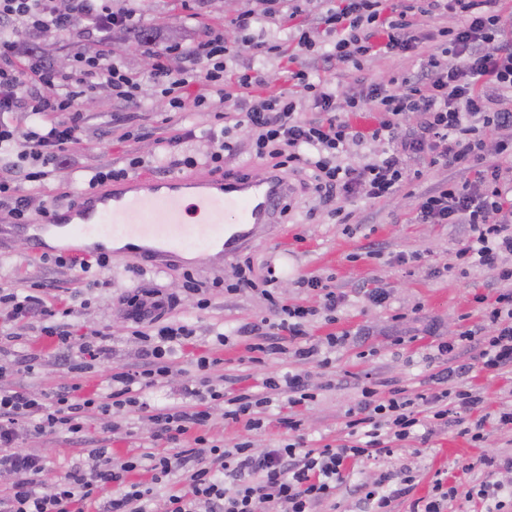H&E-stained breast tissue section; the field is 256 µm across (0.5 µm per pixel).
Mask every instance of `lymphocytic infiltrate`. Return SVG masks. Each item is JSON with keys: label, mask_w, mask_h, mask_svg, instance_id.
Listing matches in <instances>:
<instances>
[{"label": "lymphocytic infiltrate", "mask_w": 512, "mask_h": 512, "mask_svg": "<svg viewBox=\"0 0 512 512\" xmlns=\"http://www.w3.org/2000/svg\"><path fill=\"white\" fill-rule=\"evenodd\" d=\"M125 2L116 9L112 0H0V156L33 163L28 181H42L71 166L81 144L78 105L98 89L130 102L149 81L162 87L171 110L186 112L205 102L201 96L187 99L186 90L195 83L210 87L219 103L231 99L224 84L225 58L281 51V42L265 39L264 19H278L296 48L311 46L309 32L293 23L303 11L298 0H260L261 11L248 10L235 18L242 33L239 41L229 44L208 31L192 44L152 51L148 73L132 72L115 51L98 41L112 29L139 23L136 0ZM500 2L398 0L392 5L388 0H340L321 22L337 36L334 57L355 67L374 52L417 51L421 38L414 30V16H431L446 8L458 23L445 32V55L420 57L417 71L402 78L396 89L375 83L366 100L349 101L350 112L367 105L380 113L377 126L367 132L357 129L348 115L337 114L335 87L306 67L289 69L288 79L319 110V117L309 120L299 117L288 94H263L264 79L253 68H244L236 74L235 84L247 90L248 107L235 113L233 124L210 133L208 164L221 170L225 154L236 151L237 130L244 126L252 134L256 157L273 159L278 170L304 172L308 188L325 204L336 198L360 196L379 202L395 196L409 178L411 157L464 170V182H448L419 199L418 218L427 224L469 225L473 239L457 251V261L484 266L494 279L512 282V264L502 260L503 254L512 255V222L502 217L504 210L512 211V178L501 165L512 158V139H490L493 132L512 128V41L505 37L512 29V12L504 13ZM49 29L79 33L95 48L77 52L70 71L51 69L30 47L31 38ZM410 112L421 115L420 130L400 136ZM368 140L392 143L396 149L357 168L342 163L349 145ZM276 281V274L268 273L262 291L274 319L247 349L271 355L278 351L274 339L287 341L288 357L296 368L283 379L266 378L261 391L224 393L212 383V362L203 355L195 359L194 376L182 389L189 405L150 407L144 394L166 382L172 372L171 352L187 345L196 329L185 321H166L168 311L179 303L177 296L145 288L128 296L126 304L134 322L132 334L148 360L137 368L110 373L107 395H82L73 386L37 398L1 388L0 471L14 477L4 512H84L94 494L107 491L112 494V512H148L153 485L171 477L182 489L169 495L165 512H314L318 503L335 497L349 476L350 462L391 456L398 443L416 436L418 429L445 425L451 415L471 416L463 432L471 441H482L484 399L472 388H446L414 400L398 389L383 398L367 385L347 413L349 441L340 446L307 447L302 422L294 417L286 423L288 442L259 456L247 441L227 448L210 440L206 428L216 408H223L225 423L258 428L257 409L270 406L274 397L285 396L292 407L313 400L305 364L329 365L319 345L307 340L306 323L313 309L283 301L270 289ZM476 301L484 306L490 335L465 331L458 343H439V354L454 355L461 345L475 351L484 368L512 367V291L491 302L482 295ZM73 313L63 302L49 304L35 295L0 289V337L16 339L20 324L37 321L67 370L82 372L108 358L112 334L106 327L94 329L87 341L73 345L66 323ZM128 408L148 413L156 438L177 445L189 437L194 450L153 455L143 465L96 448L89 454L87 469L61 477L53 493H38L43 460L18 447L27 431L78 441L87 414L116 417ZM141 468L150 473V483L128 481V473Z\"/></svg>", "instance_id": "obj_1"}]
</instances>
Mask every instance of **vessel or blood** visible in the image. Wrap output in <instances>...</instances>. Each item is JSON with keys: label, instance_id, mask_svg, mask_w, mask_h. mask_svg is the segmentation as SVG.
<instances>
[{"label": "vessel or blood", "instance_id": "b4317fda", "mask_svg": "<svg viewBox=\"0 0 512 512\" xmlns=\"http://www.w3.org/2000/svg\"><path fill=\"white\" fill-rule=\"evenodd\" d=\"M288 192L287 179L274 169L240 180L136 176L106 183L70 206L52 207L48 219L9 230L39 255L47 237L61 232L75 240L119 243L121 253L162 267L195 244L221 257L243 250L262 228L279 223Z\"/></svg>", "mask_w": 512, "mask_h": 512}]
</instances>
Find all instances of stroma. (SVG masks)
Wrapping results in <instances>:
<instances>
[{"label": "stroma", "mask_w": 512, "mask_h": 512, "mask_svg": "<svg viewBox=\"0 0 512 512\" xmlns=\"http://www.w3.org/2000/svg\"><path fill=\"white\" fill-rule=\"evenodd\" d=\"M337 3L338 0H310L299 21L307 26L314 43L301 60L308 69L337 86L338 106H346L353 98L364 99L367 82L384 84L389 78H400L417 70V56L408 53L368 56L358 71L331 59L336 35L321 25L320 18ZM247 4L248 0H204L196 19L190 18L179 0H142L141 8L145 27L166 38L189 44L197 41L203 27L208 26L223 32L225 41L230 43L241 37L232 20ZM94 98L98 107L83 111L80 171H58L39 187L22 174H15L18 193L29 199L31 208H38L41 201L56 195L73 192L83 184L88 172L123 161L130 153L146 160L149 174H177V159L186 152L205 153L204 131L222 125L211 107L185 114L182 126L193 131V138L172 149L160 163L156 160L159 150L153 134L162 128L169 114L168 101L160 89L144 85L131 103L112 99L104 89L98 90ZM408 166L423 170V177L410 181L401 193L386 201L344 202L343 209L349 215L344 224L328 215L315 193L303 189V174L289 173L294 208L277 234L259 239L237 255L219 261L202 255L193 262L182 261L166 272L148 264L143 267L145 280L180 296L181 303L172 311V319L187 320L196 328L191 343L172 354L173 371L166 382L148 393L151 405L184 403L182 388L192 375L194 358L203 352L218 358L219 363L210 375L228 391L249 388L257 392L265 378L280 377L291 370L292 365L283 354L267 356L259 363L247 358L246 331L261 325L269 316L263 296L257 292L228 295L211 285L218 276L233 278L236 265L245 263L251 266L258 281L265 278L268 267H275L278 292L291 304L316 309L321 306L315 292L299 288L297 280L303 276L332 277L336 288L347 296L338 323L331 326L317 316L307 324L315 341L332 331L348 335L345 343L331 352L330 367L321 368L313 363L306 366L315 398L297 407L296 412L304 422L307 446H338L347 440L346 412L358 402L360 385L365 381L376 383L380 393L398 387L412 398L438 390V375L446 368L459 366L463 369L459 384L481 392L489 415L482 442H471L458 423L449 422L432 433L402 442L391 457L355 463L351 483L337 489L334 502L318 504L316 512H364L365 506L354 490L355 483L374 482L384 473L397 475L408 471L415 477L411 491L396 499L394 512H410L412 502L428 494L439 470L447 472L450 483L458 488L447 512H472L474 505L468 502L466 492L483 479L512 485V469L503 466L504 460L512 459V431L498 429L494 419L498 411L512 408V369H482L470 352L463 349L450 361L435 358L433 350L438 342H454L464 331L481 324L482 307L475 302V295L493 298L512 287L495 280L485 267H457L455 254L471 237L468 225L424 224L416 217L421 195L446 181L464 180L465 172L441 165L428 167L419 159L409 160ZM370 246L379 250V257H367L366 249ZM128 266V261L116 259L108 268H91L89 278L106 279L110 285L84 291L78 297L74 294L75 271L39 263L22 237L0 236V286L48 283L46 300L61 299L76 308L74 316L68 319L74 342H82L93 327L106 326L112 332L111 353L104 364L77 374L55 360L39 336L37 322L25 324L19 329L18 340L0 343V368L6 371L0 386L36 396L75 384L84 392L101 393L106 388L108 369H128L143 363L145 357L130 335L132 322L125 304L134 287ZM188 272L208 284V309H197L186 298L184 275ZM366 287L387 291L388 302L380 307L371 305L362 293ZM219 332L228 336L227 345L216 344L215 335ZM400 336L405 339L401 345L396 342ZM288 413V408L273 403L262 411L260 428L250 430L225 424L217 411L210 423L209 436L228 448L242 440L250 441L254 452L260 454L288 440L289 434L281 423ZM152 433L153 426L143 413H127L121 429L115 433L108 427L107 416L94 413L88 420L84 443L74 444L60 435L32 432L21 445L42 456L45 477L38 491L49 494L57 478L85 465L92 449L104 447L122 459L169 451V444L153 440ZM484 455L495 457L493 467L479 465L478 460ZM470 462L475 463V470L463 473L462 465Z\"/></svg>", "instance_id": "obj_1"}]
</instances>
